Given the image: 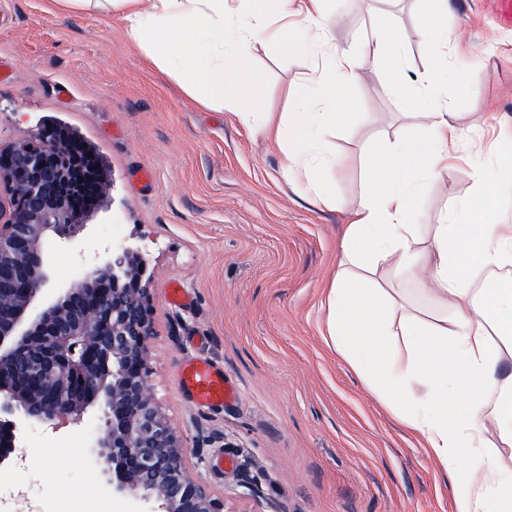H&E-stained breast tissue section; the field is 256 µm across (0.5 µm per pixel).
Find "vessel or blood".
<instances>
[{"label": "vessel or blood", "instance_id": "vessel-or-blood-1", "mask_svg": "<svg viewBox=\"0 0 512 512\" xmlns=\"http://www.w3.org/2000/svg\"><path fill=\"white\" fill-rule=\"evenodd\" d=\"M181 387L199 406L219 408L231 402L237 393L236 386L224 377L222 369L205 359L184 361L178 371Z\"/></svg>", "mask_w": 512, "mask_h": 512}]
</instances>
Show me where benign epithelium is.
<instances>
[{"label": "benign epithelium", "mask_w": 512, "mask_h": 512, "mask_svg": "<svg viewBox=\"0 0 512 512\" xmlns=\"http://www.w3.org/2000/svg\"><path fill=\"white\" fill-rule=\"evenodd\" d=\"M82 146L45 128L0 155V467L17 424L79 425L96 414L92 443L112 493L141 512H224L189 474L188 449L156 400L149 367L154 306L146 247L126 240L95 253L83 277L44 294L50 241L75 245L87 225L75 163Z\"/></svg>", "instance_id": "obj_1"}]
</instances>
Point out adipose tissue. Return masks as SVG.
I'll return each instance as SVG.
<instances>
[{"mask_svg": "<svg viewBox=\"0 0 512 512\" xmlns=\"http://www.w3.org/2000/svg\"><path fill=\"white\" fill-rule=\"evenodd\" d=\"M326 0H45L47 11L94 10L119 14L135 46L182 84L202 108L229 111L243 124L272 134L281 172L300 184L311 203H336L324 174L341 162L329 131L345 126L347 92L365 77L363 59L379 63L397 92L430 89L447 56L411 70L399 30L341 46L329 35ZM305 32L310 75L292 110L277 126L261 106L265 83L253 60L269 41L292 46V29ZM422 130L410 143L383 135L365 160L366 192L348 213L336 270L320 306L336 351L425 448L452 483L455 512H512V279L474 285L478 271L512 265V224L501 221L500 193L512 186V153L501 151L471 168L473 193L449 200L427 246L411 220L428 181L448 169L450 153L466 138L456 103L445 98L420 114ZM383 278H376V271ZM424 279L450 313L427 318L407 303L398 281ZM402 352H395V343ZM500 431L501 450H489L486 423Z\"/></svg>", "mask_w": 512, "mask_h": 512, "instance_id": "1", "label": "adipose tissue"}]
</instances>
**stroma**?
<instances>
[{
  "label": "stroma",
  "instance_id": "stroma-1",
  "mask_svg": "<svg viewBox=\"0 0 512 512\" xmlns=\"http://www.w3.org/2000/svg\"><path fill=\"white\" fill-rule=\"evenodd\" d=\"M331 38L356 40L378 26L360 0H332ZM0 153L49 126H61L94 155L103 186L81 220L89 234L146 244L152 273L154 335L149 365L156 397L189 448L193 474L224 501L226 512H454L437 464L323 338L318 297L348 222L363 199V165L372 142L407 139L421 129L368 73L350 89L352 120L329 139L343 166L333 185L336 207H314L279 171V154L228 112L198 108L183 87L154 67L119 18L53 14L44 0H0ZM424 0H403L390 17L408 60L422 70L439 54L416 23ZM448 68L438 95L458 98L457 122L480 142L482 157L512 128V0H451ZM265 109L273 120L310 74L303 39L290 53L259 51ZM475 67L474 91L455 74ZM472 191L466 166L449 168L417 199L421 236L439 223L449 200ZM192 298L176 305L170 285ZM203 357L224 370L238 397L221 410L198 408L177 371ZM97 419L57 430L21 427L15 462L0 471V512H135L105 478L89 481ZM233 465L217 469L213 460ZM52 458L49 472L29 458ZM247 465L262 496L239 487Z\"/></svg>",
  "mask_w": 512,
  "mask_h": 512
}]
</instances>
